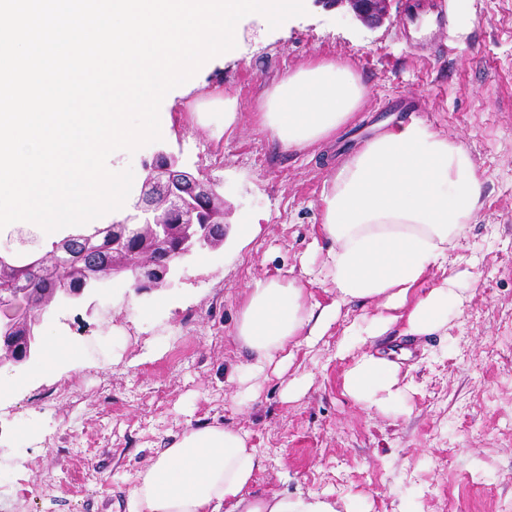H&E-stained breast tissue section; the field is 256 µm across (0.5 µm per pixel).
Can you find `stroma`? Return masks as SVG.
I'll use <instances>...</instances> for the list:
<instances>
[{
	"label": "stroma",
	"mask_w": 512,
	"mask_h": 512,
	"mask_svg": "<svg viewBox=\"0 0 512 512\" xmlns=\"http://www.w3.org/2000/svg\"><path fill=\"white\" fill-rule=\"evenodd\" d=\"M414 7L447 18L416 46L398 23ZM240 40L243 57L215 68L173 110L170 134L123 164L138 188L165 151L218 184L225 224L262 215L260 235L187 264L164 291L167 306L121 284L91 308L50 306L40 336H76L79 359L44 376L7 367L19 384L0 392V512H126L137 472L171 436L204 423L247 432L265 458L255 493L326 494L338 512H512V0H393L375 27L312 5L275 29L247 21ZM323 61L360 78L364 104L331 145L279 151L254 119L263 93ZM220 91L240 112L222 134L195 114ZM412 120L463 145L484 184L478 217L450 253L469 299L447 336L414 342L397 360L407 412L366 407L343 388L345 331L378 314L373 302L343 306L314 347L239 398L246 354L233 333L249 285L326 258V152L347 157Z\"/></svg>",
	"instance_id": "35a3bbf8"
}]
</instances>
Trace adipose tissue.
I'll list each match as a JSON object with an SVG mask.
<instances>
[{
    "label": "adipose tissue",
    "mask_w": 512,
    "mask_h": 512,
    "mask_svg": "<svg viewBox=\"0 0 512 512\" xmlns=\"http://www.w3.org/2000/svg\"><path fill=\"white\" fill-rule=\"evenodd\" d=\"M365 87L336 62L286 72L264 94L259 125L282 150L332 139L359 108ZM483 178L463 145L422 122L398 124L339 161L321 199V230L330 241L327 278L336 293L329 305L309 303L298 279L257 280L248 290L234 331L248 354L247 373L281 367L293 350L322 338L343 305L377 302L382 315L349 327L358 343L403 322V336L420 338L448 328L465 298L447 273L448 252L481 207ZM442 284L421 291L431 270ZM357 401L390 411L404 390L398 365L374 352L356 357L344 375ZM263 457L241 430L219 424L188 428L160 449L136 476L127 512H337L313 493H250Z\"/></svg>",
    "instance_id": "ef3b65f1"
}]
</instances>
